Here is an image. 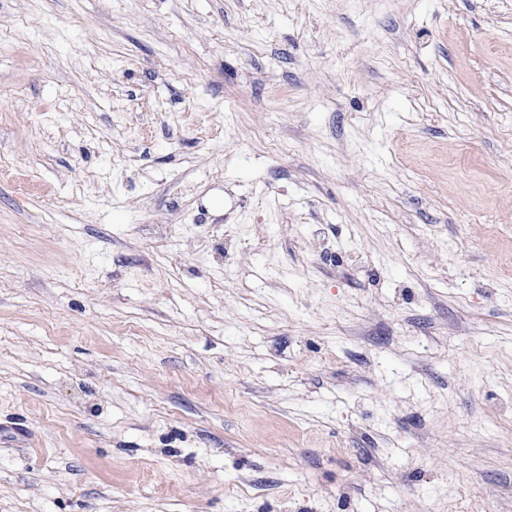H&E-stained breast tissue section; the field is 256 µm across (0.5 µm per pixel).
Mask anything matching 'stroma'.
Segmentation results:
<instances>
[{"instance_id": "obj_1", "label": "stroma", "mask_w": 512, "mask_h": 512, "mask_svg": "<svg viewBox=\"0 0 512 512\" xmlns=\"http://www.w3.org/2000/svg\"><path fill=\"white\" fill-rule=\"evenodd\" d=\"M0 512H512V0H0Z\"/></svg>"}]
</instances>
